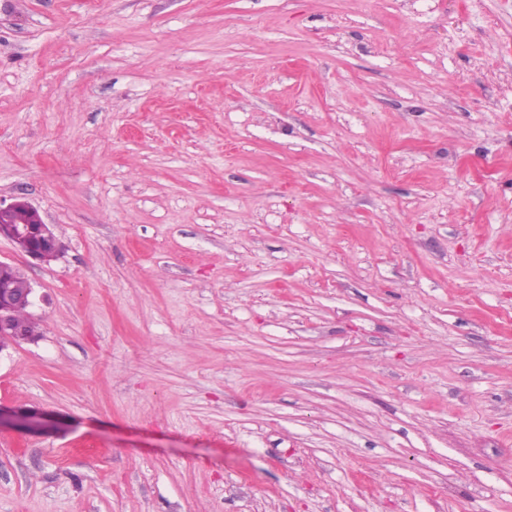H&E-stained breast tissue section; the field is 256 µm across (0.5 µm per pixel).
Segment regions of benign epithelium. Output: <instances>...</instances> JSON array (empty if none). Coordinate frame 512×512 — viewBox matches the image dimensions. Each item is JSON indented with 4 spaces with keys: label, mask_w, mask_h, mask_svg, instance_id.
<instances>
[{
    "label": "benign epithelium",
    "mask_w": 512,
    "mask_h": 512,
    "mask_svg": "<svg viewBox=\"0 0 512 512\" xmlns=\"http://www.w3.org/2000/svg\"><path fill=\"white\" fill-rule=\"evenodd\" d=\"M15 212L25 214V220L16 223L10 219ZM10 239L26 256L41 263L54 260L60 245L49 226L43 222L38 210L29 202L19 199L7 206L0 205V236ZM34 289L28 279L20 288H0V339L14 345L35 340L18 324L16 316L34 304ZM46 412L38 408L5 407L0 404V429L14 426L28 433L41 434L51 427Z\"/></svg>",
    "instance_id": "7a95c632"
}]
</instances>
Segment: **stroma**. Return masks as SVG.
I'll return each instance as SVG.
<instances>
[{"label":"stroma","mask_w":512,"mask_h":512,"mask_svg":"<svg viewBox=\"0 0 512 512\" xmlns=\"http://www.w3.org/2000/svg\"><path fill=\"white\" fill-rule=\"evenodd\" d=\"M0 512H512V0H0ZM15 212L16 224L9 216ZM10 239L16 248L26 256L41 263L54 260L59 252L60 245L49 226L43 222L38 210L29 202L19 199L7 206L0 205V236ZM20 279L23 280L21 288H0V339L6 338L10 345L34 341L36 338L33 336H39L36 324L29 314L19 313L27 312L34 304V289L31 283L26 277ZM16 316L17 321L24 325L29 334L18 324ZM46 412L38 408L5 407L0 404V430L14 426L28 433L41 434L51 427L52 421Z\"/></svg>","instance_id":"35a3bbf8"}]
</instances>
